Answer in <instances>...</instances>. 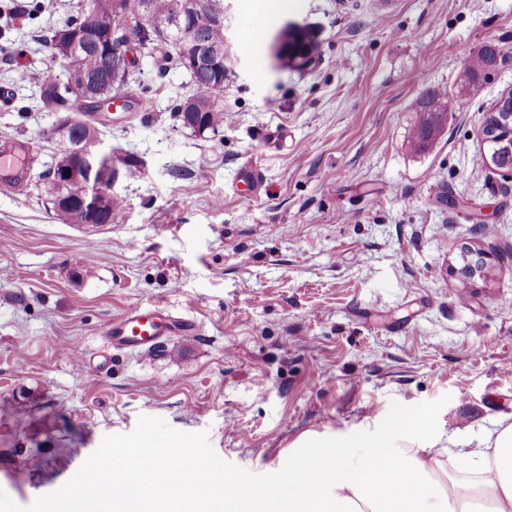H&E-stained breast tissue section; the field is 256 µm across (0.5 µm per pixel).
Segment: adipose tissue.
Instances as JSON below:
<instances>
[{
    "label": "adipose tissue",
    "instance_id": "obj_1",
    "mask_svg": "<svg viewBox=\"0 0 512 512\" xmlns=\"http://www.w3.org/2000/svg\"><path fill=\"white\" fill-rule=\"evenodd\" d=\"M161 450L144 446L108 455L106 477L49 512H512V414L500 416L475 447H456L432 431L427 418L392 412L376 431L335 437L302 434L268 488L228 493L202 460L171 471ZM149 471L162 493L153 498L135 483Z\"/></svg>",
    "mask_w": 512,
    "mask_h": 512
}]
</instances>
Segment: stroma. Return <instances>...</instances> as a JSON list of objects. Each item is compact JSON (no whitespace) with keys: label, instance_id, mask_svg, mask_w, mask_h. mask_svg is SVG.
<instances>
[{"label":"stroma","instance_id":"35a3bbf8","mask_svg":"<svg viewBox=\"0 0 512 512\" xmlns=\"http://www.w3.org/2000/svg\"><path fill=\"white\" fill-rule=\"evenodd\" d=\"M77 2L26 0L14 18L0 0V146L24 138L34 157L22 189L0 186V512H46L75 495L79 466L149 440L260 489L306 432L420 410L465 448L512 413V177L477 162L512 89V0H294L258 36L252 0H224L230 121L182 127L188 73L141 57L100 130L121 205L93 226L39 193L60 151L40 87L64 80L45 37ZM289 25L316 34L306 71L274 57ZM487 43L506 61L464 95ZM432 90L448 120L418 152ZM248 166L261 190L240 183ZM469 247L489 254L486 278L454 275ZM154 301L201 335L109 352L106 324ZM84 354L112 362L96 378Z\"/></svg>","mask_w":512,"mask_h":512}]
</instances>
